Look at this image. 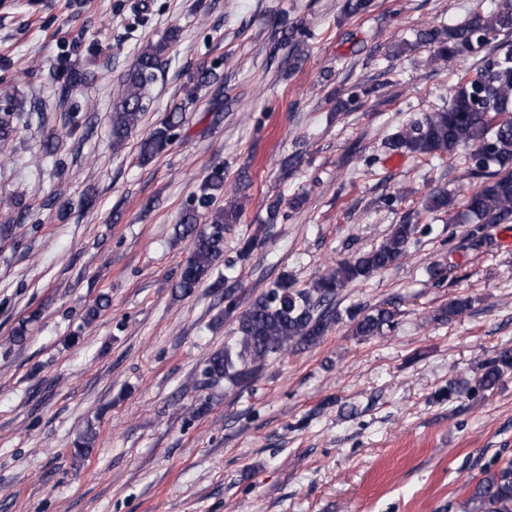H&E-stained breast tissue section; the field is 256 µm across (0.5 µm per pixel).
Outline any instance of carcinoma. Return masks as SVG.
<instances>
[{"instance_id": "cac0c4a2", "label": "carcinoma", "mask_w": 512, "mask_h": 512, "mask_svg": "<svg viewBox=\"0 0 512 512\" xmlns=\"http://www.w3.org/2000/svg\"><path fill=\"white\" fill-rule=\"evenodd\" d=\"M512 34V0H500L489 13L475 11L462 23L448 28L426 27L417 31L416 43L430 48L428 64L436 70H450L457 60L490 44L503 34ZM307 32L292 26L282 32L275 49L300 54V42ZM178 39L172 29L155 41L147 42L119 85L112 102L110 135L112 148L119 150L138 128L150 104V90L158 72L169 59ZM221 63L198 68L185 93L194 98L214 85L222 86ZM62 89L85 85L90 73L68 70L59 74ZM40 123L46 113L23 111L22 104L5 98L0 105V145L10 142L19 127L32 116ZM185 123L182 108L166 113L140 141L138 158L145 163L163 154L179 137ZM388 149L414 158L455 156L466 150L463 177L479 178V186L455 204L448 192L434 190L424 200L427 212L448 213L450 224H470V239L479 246L487 224L512 222V42L501 41L482 58L476 72L457 76L448 106L428 112L400 127L387 142ZM246 185L226 188L224 166H212L203 177L199 192L192 194L181 212L176 235L190 242L189 255L182 264L175 293L184 297L203 284L223 295L224 319L234 324V339L204 361L199 377L189 386H214L224 383L229 389L250 385L265 365L294 351L320 344L339 320L334 302L344 288L366 282L396 264L405 256L416 226L395 224L376 247L358 252L329 266L307 288L294 287L284 272L250 305L239 310L238 298L225 287L226 278L213 277L224 259V230L239 222L244 211ZM266 228L241 240L237 260H248L262 246ZM466 299H454L440 310L438 318L451 319L468 308ZM353 332L362 338L384 335L393 324V314L383 308L370 312L351 311ZM512 370V348L499 350L483 363L474 377L475 386L489 390ZM474 483L471 494L459 503L461 512H512V460L494 471H486Z\"/></svg>"}]
</instances>
